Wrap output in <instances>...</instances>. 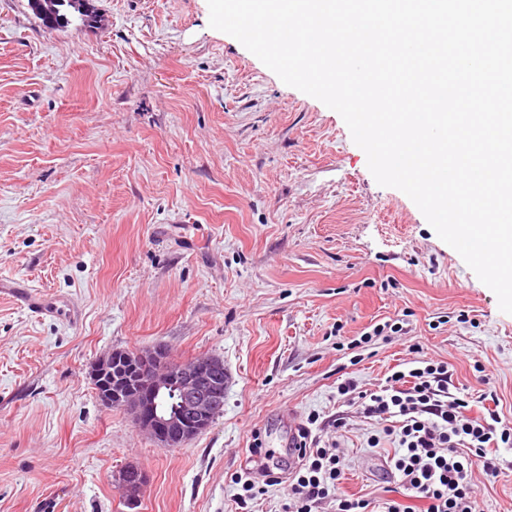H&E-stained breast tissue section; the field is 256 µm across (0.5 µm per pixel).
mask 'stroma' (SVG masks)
<instances>
[{
  "label": "stroma",
  "instance_id": "stroma-1",
  "mask_svg": "<svg viewBox=\"0 0 512 512\" xmlns=\"http://www.w3.org/2000/svg\"><path fill=\"white\" fill-rule=\"evenodd\" d=\"M91 3L96 26L50 30L0 0V281L65 310L0 296V512H239L253 432L292 458L285 409L339 440L345 494L381 501L377 427L335 430L336 383L377 388L414 346L448 362L471 415L488 398L512 422V314L376 182L338 112L210 28L207 0ZM158 344L228 375L222 413L181 448L86 377ZM498 458L497 480L473 473L482 512H512V447ZM127 462L149 474L134 509L112 482ZM2 293L17 300L21 306L33 314L49 316L59 311L57 306L49 302L41 292L29 285L20 287L17 282L0 283V295Z\"/></svg>",
  "mask_w": 512,
  "mask_h": 512
}]
</instances>
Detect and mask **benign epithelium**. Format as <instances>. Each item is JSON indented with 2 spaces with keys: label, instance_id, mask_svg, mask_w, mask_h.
<instances>
[{
  "label": "benign epithelium",
  "instance_id": "obj_1",
  "mask_svg": "<svg viewBox=\"0 0 512 512\" xmlns=\"http://www.w3.org/2000/svg\"><path fill=\"white\" fill-rule=\"evenodd\" d=\"M30 7L42 21L54 19V28L68 23L66 17L55 16L50 0H31ZM135 359L140 365L136 387L121 393L107 391L102 395L106 405L119 402L136 425L164 448H181L209 427L223 406L227 373L222 359L207 356L178 364L162 345L135 353ZM169 388L179 393V408L165 415L150 411L153 395ZM113 482L121 494L136 502L147 484V474L135 464H126L113 473Z\"/></svg>",
  "mask_w": 512,
  "mask_h": 512
}]
</instances>
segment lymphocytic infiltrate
<instances>
[{"instance_id": "lymphocytic-infiltrate-1", "label": "lymphocytic infiltrate", "mask_w": 512, "mask_h": 512, "mask_svg": "<svg viewBox=\"0 0 512 512\" xmlns=\"http://www.w3.org/2000/svg\"><path fill=\"white\" fill-rule=\"evenodd\" d=\"M451 378L447 362L429 361L394 371L374 390L351 378L338 383V395L380 426L370 446L385 438L394 443L386 466L404 499L384 500L376 511L367 500L345 495L344 455L313 435L318 418L312 415L299 428L287 512H322L326 505L331 512H480L472 474L479 469L491 479L500 475L495 451L512 447V425L493 411L467 415L469 402L450 393Z\"/></svg>"}]
</instances>
